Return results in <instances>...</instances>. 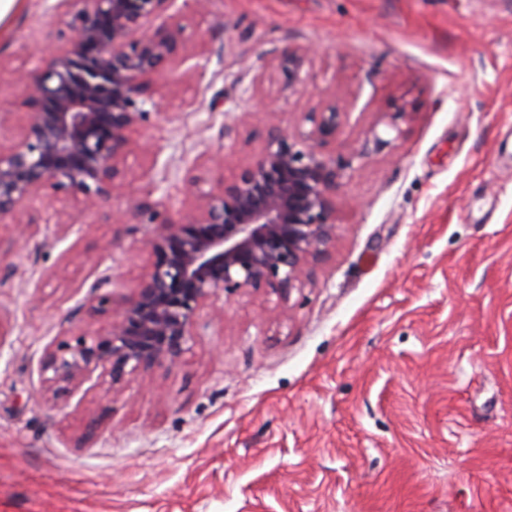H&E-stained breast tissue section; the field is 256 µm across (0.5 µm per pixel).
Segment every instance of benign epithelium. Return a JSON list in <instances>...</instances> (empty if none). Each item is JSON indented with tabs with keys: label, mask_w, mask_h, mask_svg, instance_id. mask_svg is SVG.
<instances>
[{
	"label": "benign epithelium",
	"mask_w": 512,
	"mask_h": 512,
	"mask_svg": "<svg viewBox=\"0 0 512 512\" xmlns=\"http://www.w3.org/2000/svg\"><path fill=\"white\" fill-rule=\"evenodd\" d=\"M207 11L210 0H68L73 14L66 41L45 59L38 76L21 75L29 119L9 144L0 143V222L21 217L45 191L79 192L84 210L123 187L120 163L152 103L146 90L166 65L192 59L178 2ZM309 49L277 57L288 85L302 87ZM340 113L332 106L304 113L293 132L269 111L259 156L224 179L223 157L205 160L214 173L207 191L185 170L193 195L188 215L159 212L152 184L136 204L157 225L153 261L136 294L114 309L112 299H90V311L107 315L101 333L79 336L52 350L49 381L71 385L97 369L112 383L140 371L176 363L188 349L197 311L219 294L269 289L285 295L302 284L308 266L323 258L335 236L337 191L353 163L323 151L336 138Z\"/></svg>",
	"instance_id": "benign-epithelium-1"
}]
</instances>
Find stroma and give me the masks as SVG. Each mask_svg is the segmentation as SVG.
<instances>
[{
	"mask_svg": "<svg viewBox=\"0 0 512 512\" xmlns=\"http://www.w3.org/2000/svg\"><path fill=\"white\" fill-rule=\"evenodd\" d=\"M184 16L201 67L152 81L124 190L86 213L77 194L34 201V236L0 226V512H512V0H211ZM70 20L46 0L0 18V141L27 120L14 69L37 75ZM288 45L312 50L297 90L276 62ZM331 105L336 156L406 116L344 177L301 287L219 297L177 363L53 393L47 352L98 334L88 298L122 304L153 260L155 227L132 215L147 181L186 213L180 168L218 153L233 179L269 109L291 131Z\"/></svg>",
	"mask_w": 512,
	"mask_h": 512,
	"instance_id": "obj_1",
	"label": "stroma"
}]
</instances>
